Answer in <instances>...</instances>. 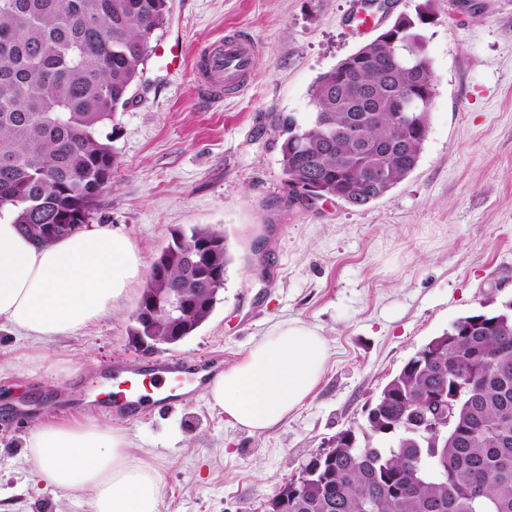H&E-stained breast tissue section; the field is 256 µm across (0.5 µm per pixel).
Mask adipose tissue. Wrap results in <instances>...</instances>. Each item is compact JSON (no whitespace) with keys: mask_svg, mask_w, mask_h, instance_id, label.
Returning a JSON list of instances; mask_svg holds the SVG:
<instances>
[{"mask_svg":"<svg viewBox=\"0 0 512 512\" xmlns=\"http://www.w3.org/2000/svg\"><path fill=\"white\" fill-rule=\"evenodd\" d=\"M142 275L140 251L120 231L83 229L39 245L0 214V328L42 344L74 335L116 309ZM328 357L316 326L283 320L202 391L227 419L262 434L314 393ZM29 458L44 487L89 492L93 512H158L160 475L120 429L48 417L30 437Z\"/></svg>","mask_w":512,"mask_h":512,"instance_id":"obj_1","label":"adipose tissue"}]
</instances>
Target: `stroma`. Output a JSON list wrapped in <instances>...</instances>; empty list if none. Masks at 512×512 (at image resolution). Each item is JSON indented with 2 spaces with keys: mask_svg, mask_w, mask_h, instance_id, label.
<instances>
[{
  "mask_svg": "<svg viewBox=\"0 0 512 512\" xmlns=\"http://www.w3.org/2000/svg\"><path fill=\"white\" fill-rule=\"evenodd\" d=\"M353 0H170L155 40L181 27L187 51L239 30L260 45L249 87L214 105L182 71L148 59L114 121L119 164L88 221L124 232L152 266L173 229L224 235L229 262L207 321L176 345L133 340L132 292L111 315L38 345L0 332V512H91L90 495L44 488L28 457L36 425L92 416L125 430L162 478L160 512H267L269 499L337 434L359 430L405 362L457 318L512 300V0H392L373 31ZM424 13L435 93L415 170L363 207L290 202L276 115L312 112L317 78L403 14ZM318 326L322 381L281 425L252 435L200 390L125 420L90 406L149 358L230 367L271 325Z\"/></svg>",
  "mask_w": 512,
  "mask_h": 512,
  "instance_id": "stroma-1",
  "label": "stroma"
}]
</instances>
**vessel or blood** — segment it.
Listing matches in <instances>:
<instances>
[{"instance_id": "b4317fda", "label": "vessel or blood", "mask_w": 512, "mask_h": 512, "mask_svg": "<svg viewBox=\"0 0 512 512\" xmlns=\"http://www.w3.org/2000/svg\"><path fill=\"white\" fill-rule=\"evenodd\" d=\"M257 52L256 43L239 31H231L222 38L199 44L190 56L186 55L184 41L179 37L170 42H160L155 47L159 70L165 76L173 71L176 63L184 61L185 57H192V88L196 94L214 104L223 103L225 98L240 94L248 87ZM217 366V361L211 359L193 364L164 359L129 369L131 386L128 391L118 392L114 410L125 416L139 414L147 400L146 392L150 389L164 390L165 395L158 398V405L185 403L184 392L171 388V381L185 377L202 382Z\"/></svg>"}]
</instances>
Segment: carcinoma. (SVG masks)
<instances>
[{
	"mask_svg": "<svg viewBox=\"0 0 512 512\" xmlns=\"http://www.w3.org/2000/svg\"><path fill=\"white\" fill-rule=\"evenodd\" d=\"M169 0H0V211L34 242L80 230L118 165L116 112L142 74ZM360 68L332 69L311 89L301 124L277 118L287 185L320 181L322 194L355 206L384 196L415 169L428 110L403 112L402 90L433 81L378 39ZM158 263L191 303L174 320L137 321L146 342L192 335L224 288V236L172 235ZM452 410L440 441L419 426L436 399ZM309 476L289 480L268 512H512V301L457 319L382 389L360 432L338 434Z\"/></svg>",
	"mask_w": 512,
	"mask_h": 512,
	"instance_id": "carcinoma-1",
	"label": "carcinoma"
}]
</instances>
